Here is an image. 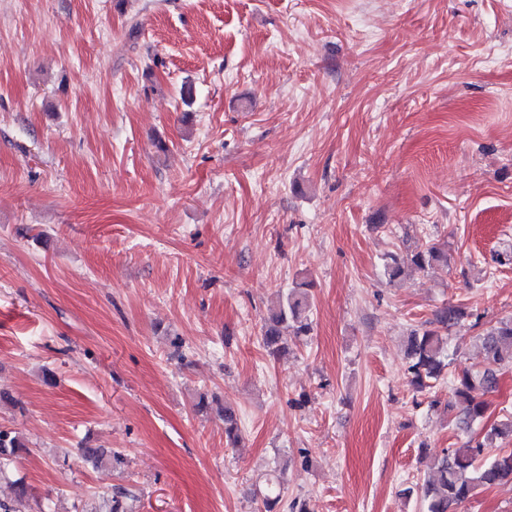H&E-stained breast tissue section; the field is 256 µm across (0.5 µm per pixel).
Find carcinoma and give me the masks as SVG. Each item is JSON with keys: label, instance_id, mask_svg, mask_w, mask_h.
I'll use <instances>...</instances> for the list:
<instances>
[{"label": "carcinoma", "instance_id": "obj_1", "mask_svg": "<svg viewBox=\"0 0 512 512\" xmlns=\"http://www.w3.org/2000/svg\"><path fill=\"white\" fill-rule=\"evenodd\" d=\"M435 263L448 264L447 245H421L402 257L393 255L387 271L390 278L396 279L408 265L424 270ZM309 308L308 295L299 289L282 299L278 310L270 314L262 328V342L270 354L275 356L287 349L283 329L291 328L296 337L308 335ZM466 316L465 308L450 303L437 311L429 326L409 334L406 341L407 373L415 391L431 387L448 369V343L443 331ZM479 339L483 368L460 369L454 376L451 396L445 405L455 427L464 431L481 422L486 410L481 396L495 391L501 371L512 368V319L485 329ZM224 435L228 444L234 447L239 444L238 420L229 408L224 409ZM497 439L512 440V413L493 424L483 440L449 448L434 462L421 486L423 512H456L479 487L512 485V451L483 458L487 442ZM24 448L26 445L16 432L0 428V475ZM83 455L94 464L105 460L122 461L119 454L102 448L87 447L83 449ZM281 500L280 485H268L263 497L265 512H274Z\"/></svg>", "mask_w": 512, "mask_h": 512}]
</instances>
